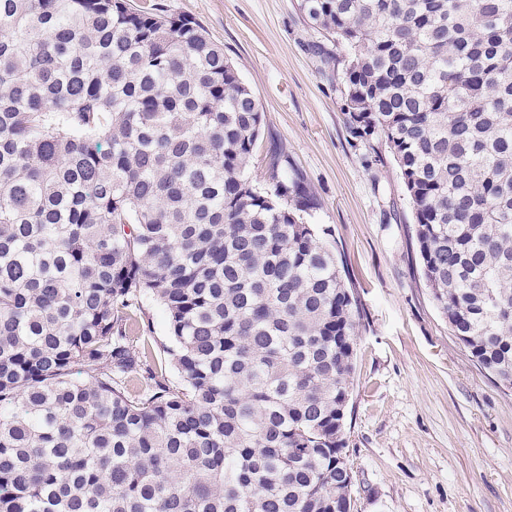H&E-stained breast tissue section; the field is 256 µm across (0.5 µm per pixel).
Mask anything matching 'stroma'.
I'll return each mask as SVG.
<instances>
[{
    "label": "stroma",
    "mask_w": 512,
    "mask_h": 512,
    "mask_svg": "<svg viewBox=\"0 0 512 512\" xmlns=\"http://www.w3.org/2000/svg\"><path fill=\"white\" fill-rule=\"evenodd\" d=\"M200 23L319 198L363 321L345 426L354 512H512V392L453 335L425 285L399 168L383 142L351 143L344 78L324 68L298 0H130Z\"/></svg>",
    "instance_id": "35a3bbf8"
}]
</instances>
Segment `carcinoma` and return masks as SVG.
Listing matches in <instances>:
<instances>
[{"label": "carcinoma", "mask_w": 512, "mask_h": 512, "mask_svg": "<svg viewBox=\"0 0 512 512\" xmlns=\"http://www.w3.org/2000/svg\"><path fill=\"white\" fill-rule=\"evenodd\" d=\"M299 10L343 50L315 45L349 135L398 164L433 301L511 391L512 0ZM0 32V512H351L361 309L224 48L124 0H0ZM148 296L179 385L132 339Z\"/></svg>", "instance_id": "1"}]
</instances>
